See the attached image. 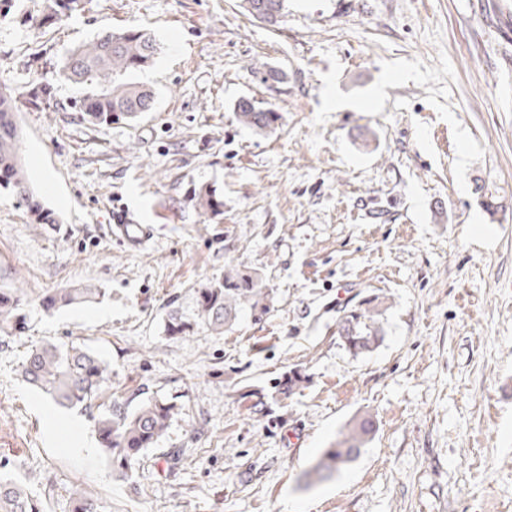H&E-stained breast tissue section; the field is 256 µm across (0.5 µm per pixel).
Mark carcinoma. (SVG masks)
Wrapping results in <instances>:
<instances>
[{"instance_id":"cac0c4a2","label":"carcinoma","mask_w":512,"mask_h":512,"mask_svg":"<svg viewBox=\"0 0 512 512\" xmlns=\"http://www.w3.org/2000/svg\"><path fill=\"white\" fill-rule=\"evenodd\" d=\"M88 0H44L36 25L51 26L82 12ZM246 10L254 14L259 5L270 6L277 18H282L286 0H244ZM158 44L148 32L127 28L112 32V37L98 35L77 46L60 62L59 75L88 90L75 105L78 118L92 125L133 122L154 106V93L133 81L134 74L144 70L157 54ZM17 98L6 89H0V189L15 195L38 220L55 223L52 214L37 200L29 179L22 168L19 153V135L15 121ZM233 112L237 122L248 129L265 131L280 120V113L272 105L261 106L248 97L240 98ZM191 201L205 216L223 212L224 201L216 190L201 187L192 191ZM101 296V289L91 285L68 288L41 298L44 308L91 302ZM272 296L255 272L231 269L198 291V316L208 329L220 334L231 328L241 309L266 314ZM20 294L16 288H0V331L16 332L25 324L20 312ZM384 301L368 296L349 309L337 323L338 336L343 346L359 355L375 349L383 340L379 316ZM191 324L177 310L167 314L165 333L175 338L190 331ZM107 366L88 349L70 345L46 343L29 353L23 364L24 380L46 397L64 408L85 407L104 391ZM177 414L174 404L148 401L129 412L120 405L98 418L96 430L104 456L116 470L126 476L139 461L143 450L152 447ZM374 430L373 420L364 416L339 433L336 442L323 450L305 473L308 480L323 481L339 468L354 461ZM72 512H97L93 498L78 486L72 490ZM0 512H42L26 489L13 478L0 474Z\"/></svg>"}]
</instances>
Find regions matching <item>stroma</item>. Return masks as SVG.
<instances>
[{
    "instance_id": "stroma-1",
    "label": "stroma",
    "mask_w": 512,
    "mask_h": 512,
    "mask_svg": "<svg viewBox=\"0 0 512 512\" xmlns=\"http://www.w3.org/2000/svg\"><path fill=\"white\" fill-rule=\"evenodd\" d=\"M42 3L0 18V86L55 217L0 192V288L21 289L26 315L0 333V466L43 512H72L76 484L98 512H512V0H288L275 26L242 0H89L37 28ZM124 27L160 44L135 76L155 107L82 122L85 88L57 65ZM265 65L285 80L263 82ZM243 96L276 107L273 130L237 124ZM201 185L223 214L194 207ZM119 209L153 226L141 249L112 235ZM230 267L260 273L273 305L219 335L196 293ZM78 284L103 294L40 306ZM368 294L385 299L384 339L355 356L336 321ZM174 307L193 323L178 338L163 331ZM47 341L98 354L106 399L67 409L28 385ZM293 371L307 384L288 392ZM113 398L179 408L126 477L95 428ZM365 415L360 456L306 482Z\"/></svg>"
}]
</instances>
